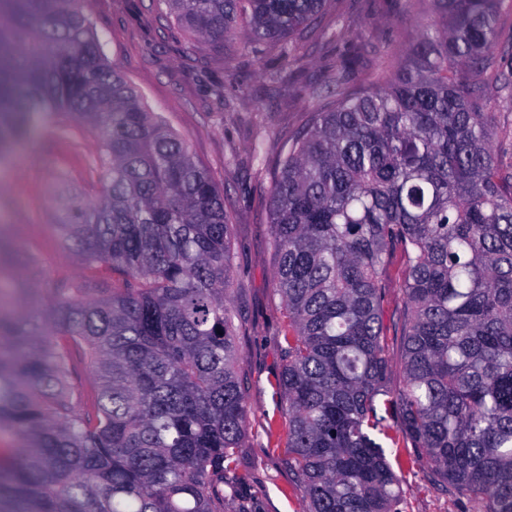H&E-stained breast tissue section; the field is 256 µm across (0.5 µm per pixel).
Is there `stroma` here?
<instances>
[{"instance_id": "stroma-1", "label": "stroma", "mask_w": 512, "mask_h": 512, "mask_svg": "<svg viewBox=\"0 0 512 512\" xmlns=\"http://www.w3.org/2000/svg\"><path fill=\"white\" fill-rule=\"evenodd\" d=\"M108 43V56L141 91L153 111L186 140L191 155L211 173L224 195L232 231L234 291L231 305L242 326L237 338L238 369L250 385L248 430L239 454V478L228 498V512L248 506L251 512H306L307 504L288 470L284 439L268 437V420L282 416L277 390L282 370L285 307L272 291L275 254L270 203L274 174L283 144L300 132L320 108L313 82L327 81L348 51L361 54L357 84L369 82L379 69L395 72L417 25L428 18L426 0H330L326 23L343 16L342 39L308 37L297 45L298 61L288 83L272 87L267 72L279 63L274 49L257 50L244 38L223 48L190 38L168 13L162 0H80ZM497 67L486 75L485 111L500 129L492 149L512 161V10L499 20ZM223 98H216V90ZM99 153L96 135L64 119L35 128L28 140L0 155V241L12 257L36 256L40 273L30 280L28 305L49 304L62 281L84 285L87 272L75 253L63 247L54 227L60 207L54 190L65 182L85 200L104 191L92 162ZM385 342L392 357L389 384L399 387L401 339L393 326L404 305L400 261L386 277ZM387 458L401 479L404 512H477L447 485L434 480L409 448H387Z\"/></svg>"}]
</instances>
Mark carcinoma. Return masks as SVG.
<instances>
[{
  "label": "carcinoma",
  "instance_id": "1",
  "mask_svg": "<svg viewBox=\"0 0 512 512\" xmlns=\"http://www.w3.org/2000/svg\"><path fill=\"white\" fill-rule=\"evenodd\" d=\"M191 37L274 47L331 0H164ZM396 75L333 101L271 198L288 469L309 512H401L382 435L479 512H512V164L483 111L503 0H428ZM78 0H0V150L40 118L96 133L106 187L57 216L100 290L0 308V512H224L247 430L232 224L184 138L110 63ZM405 271L403 382L388 386L385 274ZM93 386L74 397L78 364Z\"/></svg>",
  "mask_w": 512,
  "mask_h": 512
}]
</instances>
